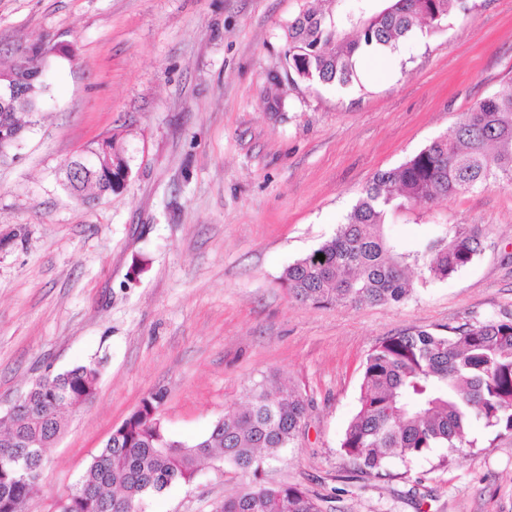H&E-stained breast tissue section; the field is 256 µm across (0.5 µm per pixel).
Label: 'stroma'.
<instances>
[{"mask_svg":"<svg viewBox=\"0 0 512 512\" xmlns=\"http://www.w3.org/2000/svg\"><path fill=\"white\" fill-rule=\"evenodd\" d=\"M313 0H0V62L67 43L17 155L0 159V413L38 377L103 361L92 405L65 412L25 512H57L114 428L152 394L169 435L205 436L250 382L276 372L310 403L270 482L325 512H512V435L476 420L471 446L434 448L385 476L340 443L363 364L414 328L512 318V186L450 197L437 224H482L484 251L398 305L313 306L280 276L331 237L375 173L450 134L512 82V0H466L435 31L357 57L350 86L288 82L284 30ZM278 99L270 109L269 99ZM119 135L131 173L92 207L62 186L72 157ZM247 477L223 461L143 512H211Z\"/></svg>","mask_w":512,"mask_h":512,"instance_id":"obj_1","label":"stroma"}]
</instances>
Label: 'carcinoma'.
Instances as JSON below:
<instances>
[{"label":"carcinoma","instance_id":"carcinoma-1","mask_svg":"<svg viewBox=\"0 0 512 512\" xmlns=\"http://www.w3.org/2000/svg\"><path fill=\"white\" fill-rule=\"evenodd\" d=\"M461 0H376L370 7L327 12L306 9L287 27L285 60L293 82L347 86L361 49L394 48L422 28L433 29ZM48 45L38 40L0 73L42 67ZM47 84L11 108V123L28 129L41 112ZM112 177L97 173L64 186L91 202L123 186L129 160L117 136L105 141ZM96 144V148H101ZM512 184V84L476 102L453 133L438 137L393 170L379 171L331 238L288 265L281 282L294 299L312 305L399 304L413 291L408 276L444 281L485 248L479 224L438 223V231L406 249L386 233L401 215L420 218L417 204ZM324 255V260L316 256ZM101 362L48 373L33 383L23 410L0 422V512H23L35 492L31 468L43 465L44 445L65 427L61 407L90 404ZM162 396L142 401L112 431L75 484L60 512H141L142 502L175 485L189 486L202 464L220 457L251 478L242 493L214 503L212 512H323V498L296 484L264 485L261 475L294 447L308 410L305 397L276 376L246 389L245 401L204 437L182 442L165 428ZM512 435V321L413 329L379 342L367 355L359 407L340 444L366 474L379 477L393 459L403 463L433 448L472 447L473 420Z\"/></svg>","mask_w":512,"mask_h":512}]
</instances>
